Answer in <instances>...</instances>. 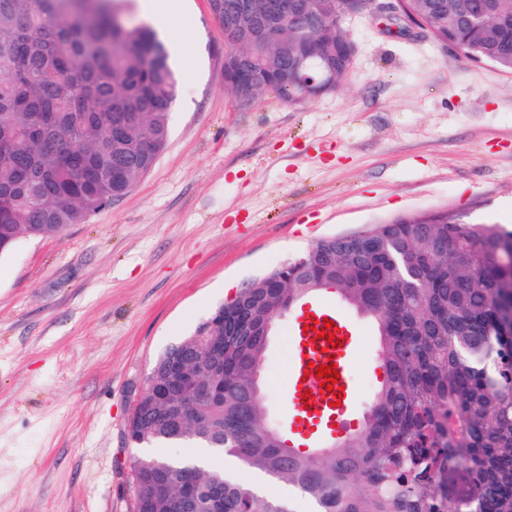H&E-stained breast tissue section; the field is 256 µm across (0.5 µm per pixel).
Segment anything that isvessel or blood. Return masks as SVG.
Masks as SVG:
<instances>
[{
  "label": "vessel or blood",
  "instance_id": "1",
  "mask_svg": "<svg viewBox=\"0 0 512 512\" xmlns=\"http://www.w3.org/2000/svg\"><path fill=\"white\" fill-rule=\"evenodd\" d=\"M313 324V331H306V324ZM331 326L342 345L328 349L326 340L314 339V332ZM360 337L350 315L340 312L327 303L307 302L295 312L288 328V337L283 346L286 359V407L290 416L291 438H308L325 425L336 424L337 418L331 413L333 394L321 387L316 376L307 375L308 365H323L334 362L337 366L338 383L343 388L342 406H349L354 395L355 382L351 367L352 359L359 346ZM311 393V400H304V393Z\"/></svg>",
  "mask_w": 512,
  "mask_h": 512
}]
</instances>
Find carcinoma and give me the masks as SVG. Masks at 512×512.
<instances>
[{"mask_svg":"<svg viewBox=\"0 0 512 512\" xmlns=\"http://www.w3.org/2000/svg\"><path fill=\"white\" fill-rule=\"evenodd\" d=\"M312 2L319 28L288 32V48L316 46L312 65L334 62L340 86L355 45L344 22L364 16L365 0ZM405 7L435 41L512 74V0H405ZM282 46L278 29L261 46L271 74L253 101L274 91L300 102L301 89L277 74L288 65ZM178 84L153 27L115 19L112 0H0V257L21 239L61 236L130 192L169 140ZM116 139L127 168L122 184L109 175ZM420 223L448 253L420 244ZM371 233L388 239L393 254L339 242L324 256L315 245L303 254L325 272V286L377 323L384 379L360 432L315 454L272 433L251 389L266 340L252 333L224 337V403L182 396L204 430L174 436V414L147 394L130 422L137 445L206 446L300 489L318 512H512V315L504 307L512 232L444 209L376 224ZM299 292L256 288L224 312L260 322L267 298ZM174 358L196 374L193 337L163 351L155 375ZM450 469L473 485V504L448 498ZM162 479L172 496L159 500ZM130 491L132 512H292L226 479L223 469L188 459L140 460Z\"/></svg>","mask_w":512,"mask_h":512,"instance_id":"cac0c4a2","label":"carcinoma"}]
</instances>
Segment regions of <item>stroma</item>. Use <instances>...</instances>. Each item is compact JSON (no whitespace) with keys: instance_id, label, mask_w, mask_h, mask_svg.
<instances>
[{"instance_id":"1","label":"stroma","mask_w":512,"mask_h":512,"mask_svg":"<svg viewBox=\"0 0 512 512\" xmlns=\"http://www.w3.org/2000/svg\"><path fill=\"white\" fill-rule=\"evenodd\" d=\"M161 2L171 44L195 69L179 74L154 167L65 236L20 240L0 259V512H130L144 451L125 429L157 356L320 239L443 208L512 230V74L424 31L395 36L359 18L338 90L243 105L225 87L208 0ZM288 320L260 377L283 429L274 345ZM377 345L362 319L351 433L382 379Z\"/></svg>"}]
</instances>
